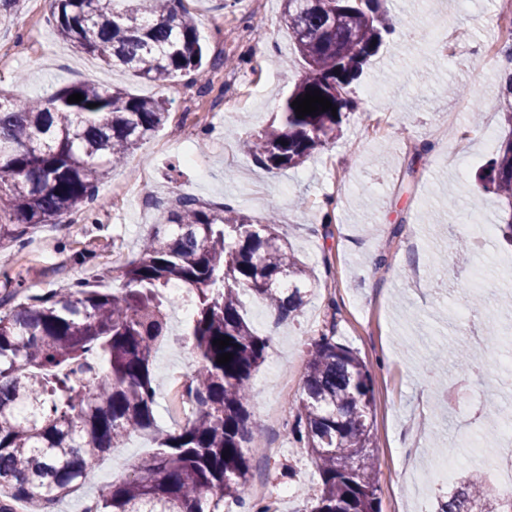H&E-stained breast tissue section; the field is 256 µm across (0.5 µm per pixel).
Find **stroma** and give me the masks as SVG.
<instances>
[{
  "instance_id": "stroma-1",
  "label": "stroma",
  "mask_w": 512,
  "mask_h": 512,
  "mask_svg": "<svg viewBox=\"0 0 512 512\" xmlns=\"http://www.w3.org/2000/svg\"><path fill=\"white\" fill-rule=\"evenodd\" d=\"M208 58H221L190 83L158 86L61 40L51 22L50 0H19L0 15V93L25 99L79 82L117 86L162 97L165 124L110 170L109 194L100 195L91 219L43 226L13 247L12 264L0 263V289L23 282L30 291L96 281L135 256L153 230L159 209L177 196L213 207L231 204L252 223L278 213L279 234L312 270L306 305L295 321L276 322L263 303L247 299L257 334L268 337L264 362L249 381L250 409L273 456L249 449L252 484L264 485L279 512H303L318 473L289 429L300 393L307 352L322 331L367 365L374 384L372 453L379 470L381 512H431L449 486L433 466L454 455L459 471H483L497 453L498 427L485 419L486 399L512 416V390H499L502 364L512 360V272L498 264L512 257L498 229L502 205L476 190L475 173L493 155L478 141L458 167L448 156V127L464 132L473 104L482 121L504 134L508 105L505 76L512 63L486 53L498 38L496 0H384L388 28L379 54L351 88L362 112L346 114L336 141L296 168L268 171L238 146L240 133L279 122L282 100L303 72L283 22V0H186ZM462 31L470 61L443 60L430 44L442 22ZM240 80L236 105L222 109L225 74ZM372 96H365V88ZM478 208L482 223L465 222ZM476 241L468 255L450 253L454 238ZM479 284L481 306L470 308V326L456 311ZM171 337L153 362L157 390L176 368L193 372L192 350L179 344L185 325L172 322ZM463 343L474 363L466 370L437 361L442 346ZM442 376L443 388L431 383ZM479 447H470L471 437ZM294 468L279 479L276 467Z\"/></svg>"
}]
</instances>
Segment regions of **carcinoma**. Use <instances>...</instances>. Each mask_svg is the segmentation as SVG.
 Listing matches in <instances>:
<instances>
[{
	"mask_svg": "<svg viewBox=\"0 0 512 512\" xmlns=\"http://www.w3.org/2000/svg\"><path fill=\"white\" fill-rule=\"evenodd\" d=\"M53 0L57 34L135 77L162 85L196 81L206 55L185 0ZM382 0H284V21L304 74L282 105L278 125L239 141L269 170L302 165L333 143L344 114L358 108L350 85L383 44ZM319 90L326 110L298 117L292 102ZM79 93L84 100L69 103ZM96 107L89 108L87 104ZM167 101L119 87L73 84L45 97L0 100V249L45 224H57L99 197L108 169L166 121ZM508 135L477 176L499 197V229L512 242V111ZM117 289L77 282L32 294L0 310V512L17 503L60 501L82 484L123 438L140 432L153 448L96 496L95 512H224L228 499L247 512H273L269 500L246 503V453L259 427L249 380L269 340L247 321L244 292L278 321L305 302L308 267L267 218L252 224L232 207L183 200L158 215ZM177 286L194 298L183 333L197 365L184 395L196 411L175 428L156 418L153 357L170 336ZM336 324L311 344L291 432L319 481L309 512H381L376 494L366 364L336 342ZM230 337L220 349L217 338ZM223 353L233 354L226 365ZM436 512H512V491L464 476Z\"/></svg>",
	"mask_w": 512,
	"mask_h": 512,
	"instance_id": "cac0c4a2",
	"label": "carcinoma"
}]
</instances>
